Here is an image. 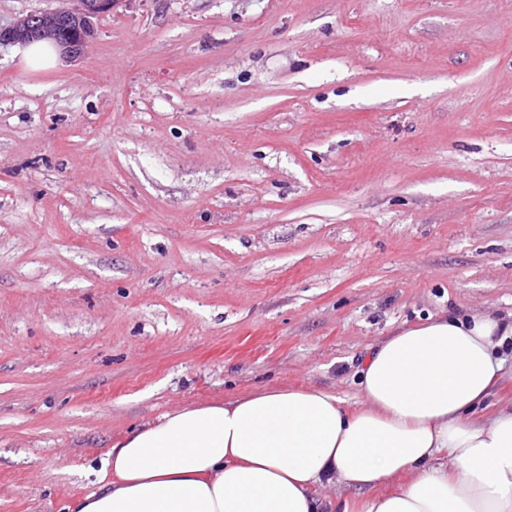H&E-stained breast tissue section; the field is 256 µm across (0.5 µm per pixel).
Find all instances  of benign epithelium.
<instances>
[{"label": "benign epithelium", "instance_id": "1", "mask_svg": "<svg viewBox=\"0 0 512 512\" xmlns=\"http://www.w3.org/2000/svg\"><path fill=\"white\" fill-rule=\"evenodd\" d=\"M117 0H68L64 7L30 13L0 26V44L49 42L69 59L82 56L94 32V20L112 11Z\"/></svg>", "mask_w": 512, "mask_h": 512}]
</instances>
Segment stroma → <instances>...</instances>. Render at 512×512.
Masks as SVG:
<instances>
[{
    "mask_svg": "<svg viewBox=\"0 0 512 512\" xmlns=\"http://www.w3.org/2000/svg\"><path fill=\"white\" fill-rule=\"evenodd\" d=\"M512 312V0H118L0 46V512L132 428ZM64 7L30 13L13 24L0 26V44L49 42L69 59L82 56L94 32V20L112 12L117 0H70ZM23 62L35 68H44L54 64L57 53L44 43H34L21 50Z\"/></svg>",
    "mask_w": 512,
    "mask_h": 512,
    "instance_id": "obj_1",
    "label": "stroma"
}]
</instances>
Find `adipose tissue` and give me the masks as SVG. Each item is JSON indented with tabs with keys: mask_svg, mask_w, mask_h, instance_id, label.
I'll return each instance as SVG.
<instances>
[{
	"mask_svg": "<svg viewBox=\"0 0 512 512\" xmlns=\"http://www.w3.org/2000/svg\"><path fill=\"white\" fill-rule=\"evenodd\" d=\"M511 341L512 314L443 315L367 349L356 407L293 387L174 409L67 512H512V405L477 414Z\"/></svg>",
	"mask_w": 512,
	"mask_h": 512,
	"instance_id": "ef3b65f1",
	"label": "adipose tissue"
}]
</instances>
